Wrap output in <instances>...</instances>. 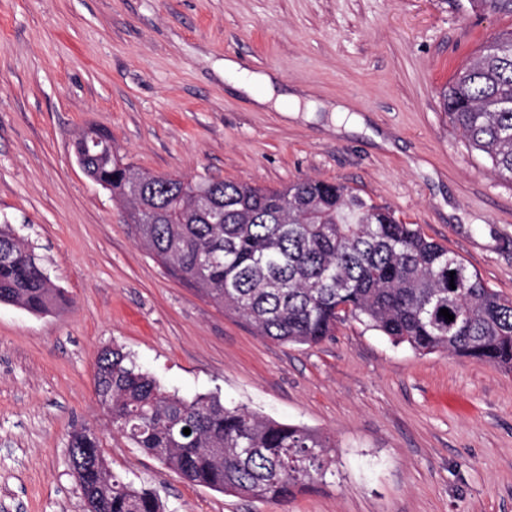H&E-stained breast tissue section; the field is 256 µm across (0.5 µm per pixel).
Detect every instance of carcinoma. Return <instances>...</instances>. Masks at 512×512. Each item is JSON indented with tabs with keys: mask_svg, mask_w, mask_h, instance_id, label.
Here are the masks:
<instances>
[{
	"mask_svg": "<svg viewBox=\"0 0 512 512\" xmlns=\"http://www.w3.org/2000/svg\"><path fill=\"white\" fill-rule=\"evenodd\" d=\"M469 5L512 15V0ZM440 97L467 147L512 183V29L483 42ZM111 148L104 128L84 130L74 141L86 176L127 203L142 248L257 335L312 346L353 320L422 354L512 368V299L389 207L313 178L279 189L156 179L119 158L106 160ZM0 303L36 315L69 303L42 258L8 224L0 226ZM442 308L454 320L440 315ZM95 389L112 399V431L217 492L286 501L332 464L323 436L228 407L212 394L181 398L118 347L100 351ZM68 452L69 461L83 460L75 474L85 512H164L154 490L112 473L98 433L75 430Z\"/></svg>",
	"mask_w": 512,
	"mask_h": 512,
	"instance_id": "carcinoma-1",
	"label": "carcinoma"
}]
</instances>
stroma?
<instances>
[{
    "label": "stroma",
    "mask_w": 512,
    "mask_h": 512,
    "mask_svg": "<svg viewBox=\"0 0 512 512\" xmlns=\"http://www.w3.org/2000/svg\"><path fill=\"white\" fill-rule=\"evenodd\" d=\"M509 27L467 0H0V225L69 297L42 315L0 304V512H84L68 439L85 424L165 512H512V369L423 355L356 321L312 347L257 336L141 249L72 151L102 127L153 174L344 184L512 299V183L440 104ZM228 60L299 111L256 102ZM113 345L181 397L329 436V471L284 502L186 481L113 433L94 390Z\"/></svg>",
    "instance_id": "stroma-1"
}]
</instances>
